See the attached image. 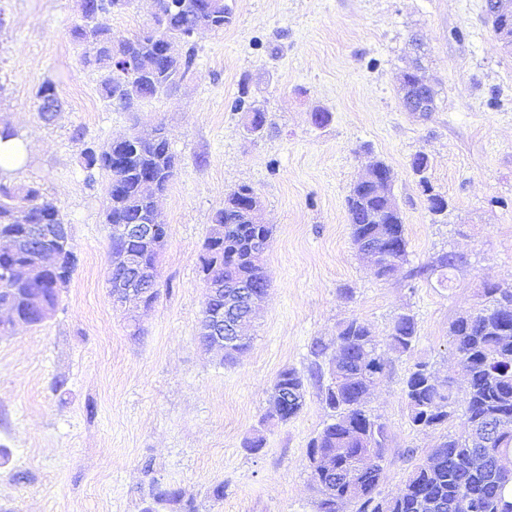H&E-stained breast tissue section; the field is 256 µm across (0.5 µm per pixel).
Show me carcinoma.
Here are the masks:
<instances>
[{
    "mask_svg": "<svg viewBox=\"0 0 512 512\" xmlns=\"http://www.w3.org/2000/svg\"><path fill=\"white\" fill-rule=\"evenodd\" d=\"M82 23L71 36L82 50V62L101 73V95L112 107L131 111L146 99L168 95L194 74L197 60L193 32L201 25L222 31L228 22L224 0H159L156 36L147 32L116 45L110 18L127 10L132 0H77ZM136 140L116 181H108L105 223L155 224L167 235V224L156 204L174 176L175 155L163 126L148 137L127 134ZM112 142L82 152L88 177L97 168L112 173ZM351 239L355 249L375 245L382 256L379 277H389L407 262L408 242L404 224L393 223L385 201L369 184H353L347 196ZM56 206L35 185L0 182V237L16 235L24 224H62ZM272 228L246 218V208L224 202L212 217V228L203 243L202 273L224 284L228 291L239 284L266 292L270 286L262 265ZM109 244L138 259L151 261L149 242L122 240ZM456 259L443 253L431 265L411 269L410 276L455 267ZM60 288L52 270L32 282H18L0 274V301H16L15 309L31 326L40 319L27 301L40 297L57 304ZM476 308L457 317L448 336L459 355L465 375L463 401L452 383L440 380L427 362L414 364L402 391L411 426L420 431L455 419L458 429L444 437L428 458L413 465L405 482L392 495L379 491L386 426L366 409L372 387L382 375L385 351L369 325L357 318L345 322L334 344L337 372L322 394L330 419L309 442L310 478L320 498L317 512H340L344 504L354 512H426L434 500L439 512H454L458 495L468 492L475 512H512L511 485L500 482L496 464L512 457V318L502 313V302L512 303V287L483 289ZM417 339V323L409 314L399 315L386 338L388 350L404 354ZM305 377L294 368L282 369L271 386V409L265 415L286 423L303 408ZM293 393L298 402L279 407L278 395ZM331 457L333 471L315 465L316 454ZM155 503L183 505V512H197L194 499L178 487L155 482Z\"/></svg>",
    "mask_w": 512,
    "mask_h": 512,
    "instance_id": "1",
    "label": "carcinoma"
}]
</instances>
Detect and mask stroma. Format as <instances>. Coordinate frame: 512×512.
Returning a JSON list of instances; mask_svg holds the SVG:
<instances>
[{
    "instance_id": "1",
    "label": "stroma",
    "mask_w": 512,
    "mask_h": 512,
    "mask_svg": "<svg viewBox=\"0 0 512 512\" xmlns=\"http://www.w3.org/2000/svg\"><path fill=\"white\" fill-rule=\"evenodd\" d=\"M225 2L230 23L195 36L197 69L179 92L121 112L71 39L76 0H0V124L28 148L10 180L55 203L78 258L51 318L0 336V512H143L156 481L182 488L198 512H317L307 451L328 419L330 377L311 379V346L352 318L381 340L399 315L418 327L411 352L387 353L367 403L388 434L382 493L456 429L414 430L402 388L425 361L463 389L448 327L484 285L512 283V49L484 0ZM415 63L434 111L401 105V74ZM48 80L60 107L46 119L37 91ZM240 98L263 110L262 132L248 131ZM319 110L330 114L321 126ZM159 123L177 160L159 201L160 298L133 317L113 307L107 283L109 177L87 178L81 152ZM419 152L447 215L428 209L411 168ZM375 157L395 174L408 239L407 267L386 280L353 248L346 210ZM243 185L273 228L271 287L250 348L228 365L198 343L201 255L214 212ZM448 251L461 268L410 277ZM287 367L308 378L304 407L264 422ZM256 432L266 444L251 454L243 442Z\"/></svg>"
}]
</instances>
